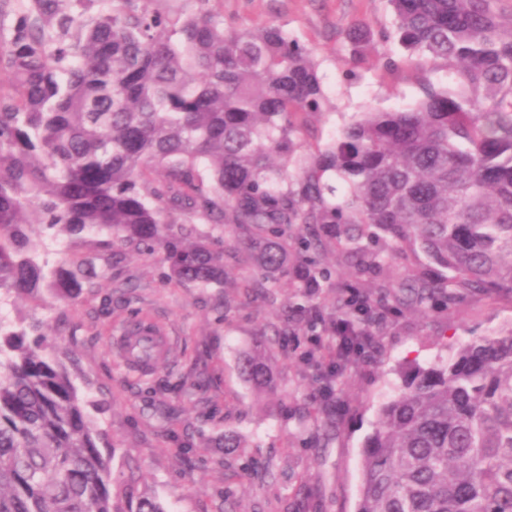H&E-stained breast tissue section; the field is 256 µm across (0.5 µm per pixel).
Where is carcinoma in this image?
Listing matches in <instances>:
<instances>
[{"label": "carcinoma", "instance_id": "cac0c4a2", "mask_svg": "<svg viewBox=\"0 0 512 512\" xmlns=\"http://www.w3.org/2000/svg\"><path fill=\"white\" fill-rule=\"evenodd\" d=\"M0 292L95 288L76 257L49 266L31 233L98 232L112 259L160 250L168 277L224 287L232 224L266 282L300 259L295 224L372 226L441 274L401 288L512 297V14L502 0H389L407 59L452 69L418 103L367 108L302 149L321 111L311 50L280 27L224 29L220 0H0ZM294 161L288 174L274 158ZM41 325L0 319V512H169L103 432ZM256 388L273 379L254 357ZM364 442L355 512H512V322L399 373Z\"/></svg>", "mask_w": 512, "mask_h": 512}]
</instances>
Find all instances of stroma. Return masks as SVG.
<instances>
[{
  "mask_svg": "<svg viewBox=\"0 0 512 512\" xmlns=\"http://www.w3.org/2000/svg\"><path fill=\"white\" fill-rule=\"evenodd\" d=\"M224 25L282 27L312 48L326 102L294 116L295 138L322 145L368 107L414 104L422 79L455 87L452 71L422 70L384 40L392 26L388 0H222ZM365 60L351 61L355 33ZM394 67H386V60ZM325 248L308 254L315 287L262 285L232 229L224 251V285L200 288L166 276L160 256L127 255L98 287L70 302L12 294L8 318L37 320L80 393L95 401L101 446L113 468L138 467L145 488L168 512H354L362 446L379 404L393 394L401 367L427 365L451 348L512 322V297L467 295L410 306L390 280L421 276L427 259L394 249L370 228L363 249L386 263L355 272L346 227L320 224ZM366 309L364 346L334 365L317 348L343 318L348 298ZM163 331L171 346L147 375L135 372L118 344L130 317ZM287 330L282 345L268 337ZM262 357L275 387L256 391L243 376L245 356ZM236 448L221 447L224 434Z\"/></svg>",
  "mask_w": 512,
  "mask_h": 512,
  "instance_id": "1",
  "label": "stroma"
}]
</instances>
